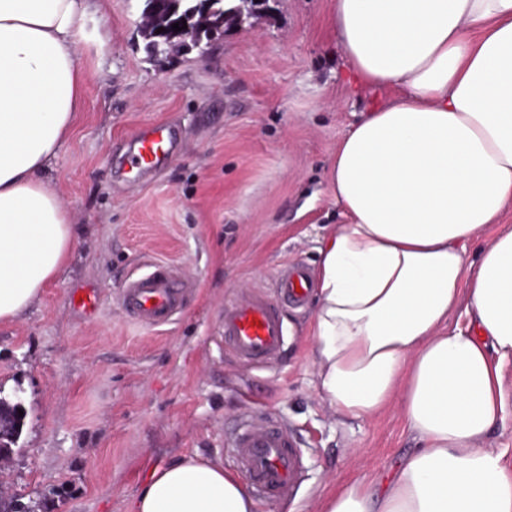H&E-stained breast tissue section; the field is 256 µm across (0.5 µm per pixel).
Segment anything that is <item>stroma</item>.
<instances>
[{"mask_svg":"<svg viewBox=\"0 0 512 512\" xmlns=\"http://www.w3.org/2000/svg\"><path fill=\"white\" fill-rule=\"evenodd\" d=\"M206 54L165 67L137 30L145 0H92L77 33L88 74L74 135L51 177L71 211L68 265L18 322L0 326V395L26 412L4 479L30 512H129L154 468L197 454L233 471L230 433L270 410L303 459L295 498L253 512H317L345 481L378 482L420 445L400 408L337 419L319 395L303 335L313 307H285L278 362L238 364L218 322L239 288L272 291L281 265L316 267L341 223L330 160L375 94L350 97L332 0H269ZM179 122L178 157L149 182L125 178L133 134ZM148 258L179 264L197 288L161 330L130 322L117 291ZM96 291L100 310L74 308Z\"/></svg>","mask_w":512,"mask_h":512,"instance_id":"stroma-1","label":"stroma"}]
</instances>
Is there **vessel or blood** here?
Masks as SVG:
<instances>
[{
  "mask_svg": "<svg viewBox=\"0 0 512 512\" xmlns=\"http://www.w3.org/2000/svg\"><path fill=\"white\" fill-rule=\"evenodd\" d=\"M181 127L174 122L142 128L125 158L131 178L140 179L162 170L177 154ZM195 284L179 267L153 260L145 273L125 280L118 303L135 324L159 329L171 325L183 312ZM310 290L306 267L284 265L275 278L274 293L241 288L224 300L221 334L224 348L244 365L267 364L282 353L287 334L283 308L304 306ZM238 470L265 501L292 496L303 468L293 435L269 414L249 415L232 442Z\"/></svg>",
  "mask_w": 512,
  "mask_h": 512,
  "instance_id": "vessel-or-blood-1",
  "label": "vessel or blood"
}]
</instances>
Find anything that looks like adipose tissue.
<instances>
[{"mask_svg":"<svg viewBox=\"0 0 512 512\" xmlns=\"http://www.w3.org/2000/svg\"><path fill=\"white\" fill-rule=\"evenodd\" d=\"M88 7L0 0V325L41 297L74 246L43 174L82 110ZM331 24L350 92L381 98L331 158L344 221L318 248L316 388L344 419L400 406L423 446L382 493L340 482L318 512H512V473L485 445L512 412V0H334ZM492 224L500 232L481 244ZM252 510L237 476L196 455L155 469L131 507Z\"/></svg>","mask_w":512,"mask_h":512,"instance_id":"adipose-tissue-1","label":"adipose tissue"}]
</instances>
